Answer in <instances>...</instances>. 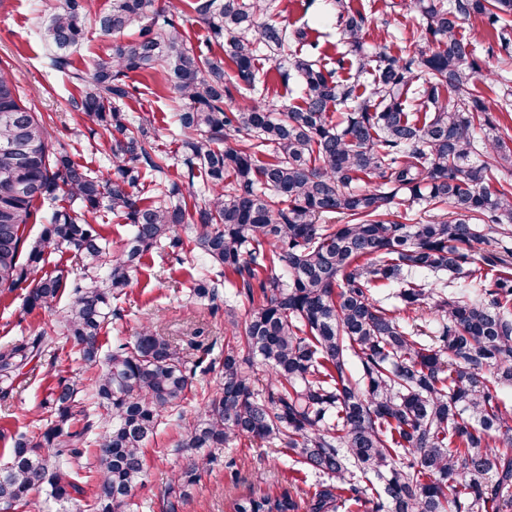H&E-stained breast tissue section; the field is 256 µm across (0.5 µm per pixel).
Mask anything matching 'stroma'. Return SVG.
<instances>
[{
    "mask_svg": "<svg viewBox=\"0 0 512 512\" xmlns=\"http://www.w3.org/2000/svg\"><path fill=\"white\" fill-rule=\"evenodd\" d=\"M366 17L368 46L385 45L387 52H415L424 45L422 19L411 0H396L395 8L385 0H350ZM57 0H0V68L16 81L23 103L36 112L46 126L54 148L71 151L75 161L92 170L110 168L105 152L106 135L102 128L71 104L73 88L60 73L49 71L45 64L48 46L44 26ZM276 19L308 30L310 39L318 40L327 54H335L340 43L333 0H280ZM389 32L387 42H380L382 32ZM289 66L287 60L262 57L257 79L265 90L267 102L274 107L298 103L300 87L296 82H282L279 74ZM135 92L129 100L130 110L151 111L155 117L151 139L159 149L175 152L183 134L177 122L179 103L165 88L160 75H132ZM203 262L200 253L186 256L184 264L171 262L159 253L146 256L144 268L136 274L123 303L120 319L101 333L103 346L113 337L135 335L146 320H154L161 335L188 347L194 333L220 338L224 335L226 308H234L245 317L247 308L232 288H225L222 301L208 304L191 299L184 287L187 269ZM27 286L0 293V346L24 336L36 335L46 324L57 322L59 311L29 310L25 297ZM67 361L45 355L33 370L18 378L11 390L0 393V448L10 447L15 437L30 432L39 403L56 370L67 368ZM180 437L177 423L168 424L148 452L150 475L145 485L135 490L141 503L140 512H160L159 503L172 472L182 462L173 448ZM165 456H157V449ZM314 485V472H298L294 462L279 448L260 445L240 447L226 452L220 461L203 472L190 499L181 512H231L234 498L242 494H272L295 479Z\"/></svg>",
    "mask_w": 512,
    "mask_h": 512,
    "instance_id": "1",
    "label": "stroma"
}]
</instances>
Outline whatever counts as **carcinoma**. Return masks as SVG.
<instances>
[{
  "mask_svg": "<svg viewBox=\"0 0 512 512\" xmlns=\"http://www.w3.org/2000/svg\"><path fill=\"white\" fill-rule=\"evenodd\" d=\"M334 4L341 41L357 59L346 77L314 59L319 44L305 31L263 20L277 0L190 4L188 20L224 38L222 58L189 47L185 26L155 0H111L96 13L93 0H59L44 28L50 64L78 88L75 108L107 134L106 172L54 150L0 69V291L29 283L32 310L68 295L60 323L80 360L56 374L32 435L7 449L0 512H29L41 493L46 512H139L146 447L163 421L182 420L190 395L198 415L175 444L183 463L161 512H179L202 472L243 441L287 449L324 482L315 492L291 484L243 495L232 512H298L302 494L308 512H336L339 502L356 512L512 508V414L496 388L512 386V268L496 255L482 257V267L473 258L480 245L512 252L503 230L512 224V181L502 177L512 136L477 86L489 79L506 100L512 72L482 73L474 43L458 35L486 17L500 24L492 37L509 51L512 0H415L431 47L412 56L368 49L363 13L347 0ZM90 20L112 46L82 72L70 55ZM264 52L288 59L282 78L302 87L301 103L280 120L254 99ZM228 67L242 99L229 111ZM150 71L162 72L181 101L188 136L179 154L156 152L150 116L123 109L125 78ZM332 107L344 109L337 121ZM177 164L186 187L169 179ZM143 165L155 175L151 196L136 190ZM59 197L72 206L28 241L34 202ZM420 207L451 215L421 223ZM103 208L130 225L117 254L97 222ZM181 224L189 225L184 237ZM50 247L72 252L81 277L44 272ZM158 249L204 254L190 278L196 300L217 301L229 282L251 305L242 322L226 310L224 346L201 341L192 358L147 321L102 350L101 332L120 315L132 274ZM423 272H450L471 290L445 298L415 280ZM394 283L408 311L433 301L434 335L375 298ZM59 350L51 328L0 347V382L14 383ZM490 367L493 384L481 377ZM93 436L99 448L84 463ZM368 475L380 488L361 484Z\"/></svg>",
  "mask_w": 512,
  "mask_h": 512,
  "instance_id": "1",
  "label": "carcinoma"
}]
</instances>
